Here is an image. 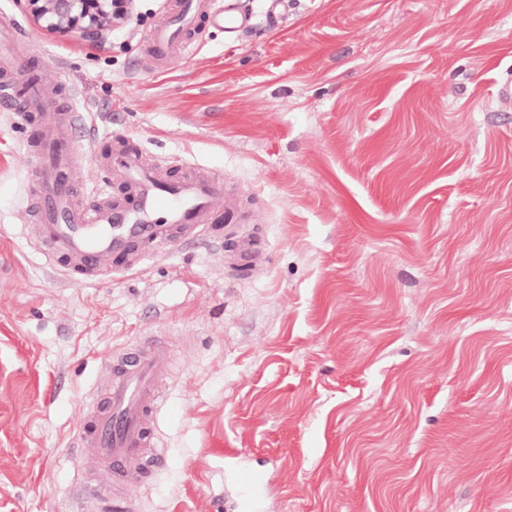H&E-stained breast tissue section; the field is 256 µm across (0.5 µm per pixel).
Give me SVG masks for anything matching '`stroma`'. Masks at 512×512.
Segmentation results:
<instances>
[{"label": "stroma", "instance_id": "stroma-1", "mask_svg": "<svg viewBox=\"0 0 512 512\" xmlns=\"http://www.w3.org/2000/svg\"><path fill=\"white\" fill-rule=\"evenodd\" d=\"M164 0L100 43L17 0L0 106V512H79L75 447L102 358L160 336L164 457L139 512H512V0H245L235 40L149 62ZM92 122L79 177L116 139L173 175H222L259 245L160 249L80 281L38 249L19 116L36 72ZM262 474L260 508L239 466Z\"/></svg>", "mask_w": 512, "mask_h": 512}]
</instances>
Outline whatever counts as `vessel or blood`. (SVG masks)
I'll return each mask as SVG.
<instances>
[{
    "label": "vessel or blood",
    "mask_w": 512,
    "mask_h": 512,
    "mask_svg": "<svg viewBox=\"0 0 512 512\" xmlns=\"http://www.w3.org/2000/svg\"><path fill=\"white\" fill-rule=\"evenodd\" d=\"M248 26L240 0H175L150 34L157 67L189 56L207 28L233 38ZM17 24L0 16V73L9 69L17 46ZM50 85L31 86L25 117L35 125L26 151L37 162L45 186L32 206L36 241L48 246V261L89 277L106 270H136L165 243L212 233L217 213H232L224 181L191 167L183 180L143 150L116 141L98 157L103 187L92 203L78 197L79 155L73 129L81 113L46 111ZM105 390L94 395L77 426L75 444L109 480L116 495L94 502L96 512H136L129 491L145 462L163 454L149 423L163 405L160 386L169 360L158 338L135 343L102 363Z\"/></svg>",
    "instance_id": "obj_1"
}]
</instances>
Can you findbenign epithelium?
<instances>
[{
    "label": "benign epithelium",
    "mask_w": 512,
    "mask_h": 512,
    "mask_svg": "<svg viewBox=\"0 0 512 512\" xmlns=\"http://www.w3.org/2000/svg\"><path fill=\"white\" fill-rule=\"evenodd\" d=\"M29 20L49 34L77 33L100 42L129 15L131 0H17Z\"/></svg>",
    "instance_id": "1"
}]
</instances>
